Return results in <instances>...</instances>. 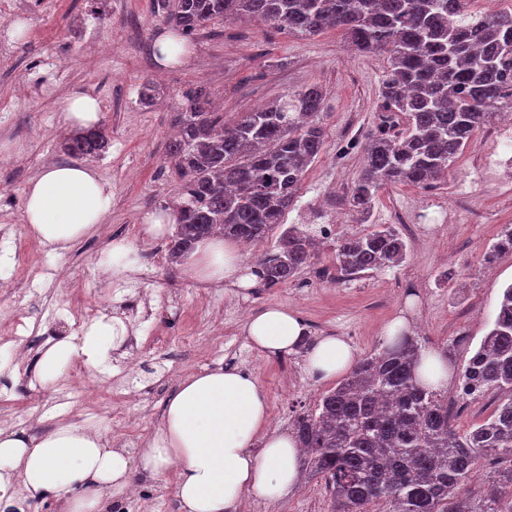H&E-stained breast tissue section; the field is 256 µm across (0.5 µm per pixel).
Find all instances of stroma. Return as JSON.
Returning a JSON list of instances; mask_svg holds the SVG:
<instances>
[{
    "label": "stroma",
    "mask_w": 512,
    "mask_h": 512,
    "mask_svg": "<svg viewBox=\"0 0 512 512\" xmlns=\"http://www.w3.org/2000/svg\"><path fill=\"white\" fill-rule=\"evenodd\" d=\"M15 2L13 18H0V181L12 185L9 196L0 197V239L9 241L11 258L0 272V336L12 333L10 296L28 274L26 258L42 247L27 231L24 193L49 164L69 163L59 147L69 133L62 105L77 93L98 100L110 139L122 143L120 151L83 159L111 183L112 208L82 240L66 251H52L57 275L42 283L40 292L57 307L100 299L98 260L113 242L127 240L138 262L121 279L141 284L153 303L155 337L141 344L132 376L138 402L83 409L80 423L138 460L178 383L206 370L230 368L263 387L268 430L291 431L295 416L314 410L329 385L305 373L301 355L269 356L251 345L244 333L248 315L274 304L301 318L311 339L342 337L360 359L382 349L392 321L405 317L424 350L448 353L453 377L443 391L456 430L465 432L492 411V397L461 399L455 374L493 322L502 288L512 283V255L491 264L484 259L502 227L512 225V185L479 195L470 185L485 165L483 149L492 143L497 122L484 127L433 186L384 185L364 224L346 197L363 166L362 146L379 123L387 54L359 53L333 29L305 37L243 17L211 23L184 42L179 59L163 67L156 61L155 43L172 28L154 0ZM15 21L25 25L17 37L11 34ZM57 56L69 66L57 94L47 96L41 86L50 73L41 63ZM149 81L161 86L162 95L143 107L137 90ZM312 84L324 93L325 145L307 168L285 224H332L340 238L362 234L370 223L393 224L408 243L407 261L340 278L332 247L325 244L296 280L275 288L257 285L245 292L190 279L181 263L167 257L168 235L147 238L140 230L146 215L164 211L181 189L166 154L182 91L205 87L229 121ZM102 301L101 315L117 330L100 366L82 364L61 376L76 398L105 373L122 370L126 339L139 333L130 312L111 299ZM39 357L32 350L25 366L0 369V430L24 429L39 436L63 423V414L46 405L52 390L36 378ZM174 475L170 469L155 478L136 476L134 494L113 492V507L179 512ZM248 504L251 512L330 510L324 479L306 474L288 496L277 501L252 497Z\"/></svg>",
    "instance_id": "stroma-1"
}]
</instances>
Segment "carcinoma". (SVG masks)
Here are the masks:
<instances>
[{"label":"carcinoma","mask_w":512,"mask_h":512,"mask_svg":"<svg viewBox=\"0 0 512 512\" xmlns=\"http://www.w3.org/2000/svg\"><path fill=\"white\" fill-rule=\"evenodd\" d=\"M166 23L190 40L215 20L251 16L290 34L339 31L356 50H385L384 113L363 145L364 162L348 197L366 222L386 183L431 185L500 111L512 110V10H470L471 0H156ZM152 82L138 89L149 106ZM323 93L311 85L231 124L202 87L183 93L168 145L183 179L173 212L172 258L193 252L217 231L224 239L260 243L279 235L259 261L266 288L295 280L316 256L317 239L283 218L308 166L324 145ZM105 128L84 129L61 142L80 158L105 153ZM512 253L507 224L486 262ZM341 277L398 266L407 244L391 224H375L334 245ZM422 346L400 334L362 359L314 410L298 414L293 434L299 467L321 475L330 512H512V284L503 289L490 330L458 373L461 397L499 395L492 413L460 434L450 424L448 397L422 382ZM508 461L500 490L476 501L461 489L487 457Z\"/></svg>","instance_id":"1"}]
</instances>
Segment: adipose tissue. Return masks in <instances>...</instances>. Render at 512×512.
I'll list each match as a JSON object with an SVG mask.
<instances>
[{"instance_id": "1", "label": "adipose tissue", "mask_w": 512, "mask_h": 512, "mask_svg": "<svg viewBox=\"0 0 512 512\" xmlns=\"http://www.w3.org/2000/svg\"><path fill=\"white\" fill-rule=\"evenodd\" d=\"M112 208V186L92 168L46 169L26 189L27 229L59 250H68L102 221ZM193 279L252 287L256 275L246 267L237 243L217 235L198 244L185 261ZM245 331L253 347L283 356L299 353L306 373L327 381L349 371L353 347L326 336L307 344L308 330L295 314L279 306L252 313ZM111 322L97 319L79 339H63L44 352L37 375L54 386L71 359L101 364L112 339ZM269 417L261 385L238 370L216 369L182 380L166 400L160 423L141 449L138 466L122 451L107 447L90 428L63 423L34 437L0 431V492L22 485L32 503L65 495L67 512H110L104 492L131 487L136 473L155 477L175 471L181 512H241L245 497L279 499L298 483L300 450L293 434L264 433ZM260 449H253L256 435Z\"/></svg>"}]
</instances>
